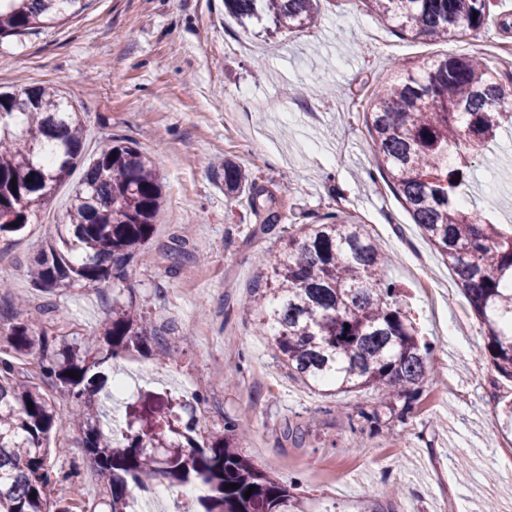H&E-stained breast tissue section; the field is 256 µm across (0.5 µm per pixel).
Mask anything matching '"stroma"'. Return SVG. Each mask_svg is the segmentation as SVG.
I'll list each match as a JSON object with an SVG mask.
<instances>
[{"label":"stroma","instance_id":"1","mask_svg":"<svg viewBox=\"0 0 512 512\" xmlns=\"http://www.w3.org/2000/svg\"><path fill=\"white\" fill-rule=\"evenodd\" d=\"M493 24L460 39L431 42L401 33L364 0H327L321 23L270 43L224 13V0H91L79 15L0 41V89L53 86L86 121V147L109 137L137 144L155 162L166 202L145 257L124 280L53 293L27 277L37 245L61 223L80 173L37 208L24 235L0 236V280L31 307L54 304L74 331L102 332L113 303L146 304L153 324L175 321L171 358L154 346L114 361L109 375L137 371L138 386L182 398L205 396L202 427L235 419L243 451L280 482L301 487L306 512H473L492 501L512 512V444L497 426L495 389L512 388L480 356L484 332L446 263L380 175L364 112L392 71L417 70L445 54L478 55L512 76V0H493ZM230 158L270 197L282 224L350 215L391 257L388 281L420 336L434 343L438 371L412 418L372 432L358 411L373 390L331 394L289 378L269 338L258 335L240 300L270 276L279 246L261 232L247 198L224 194L218 163ZM465 199L497 202L512 224V139L478 159ZM63 452L55 467L84 503L101 502L102 479L56 395ZM301 426L302 444L286 436Z\"/></svg>","mask_w":512,"mask_h":512}]
</instances>
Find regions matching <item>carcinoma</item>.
I'll use <instances>...</instances> for the list:
<instances>
[{
  "label": "carcinoma",
  "instance_id": "1",
  "mask_svg": "<svg viewBox=\"0 0 512 512\" xmlns=\"http://www.w3.org/2000/svg\"><path fill=\"white\" fill-rule=\"evenodd\" d=\"M368 2L400 32L434 42L485 27L490 10V0ZM85 6L86 0H0V39L49 27ZM224 12L243 26H261L267 39L314 26L323 15L321 0H224ZM511 103L512 84L484 59L447 55L417 72H392L372 90L365 119L379 171L446 260L482 326L481 357L512 383V227L462 198L472 160L512 128ZM84 155L83 115L59 89L0 91V233H22L33 208L83 168L62 223L28 268L37 291L123 278L140 260L161 210L164 179L135 143L111 138L92 160ZM250 183L242 168L224 161L225 191L240 195ZM281 232L270 279L244 302L257 333L271 338L288 377L338 393L370 388L379 398L361 417L381 427L388 413L407 420L437 372L430 345L384 277L388 255L364 225L339 213ZM18 308L0 281V512H70L49 498L52 487L69 480L54 468L49 448L57 419L51 391L58 388L71 397V422L106 480L109 512H126L131 490L156 480L208 487L183 512H304L287 485L242 453V432L231 420H224L223 434L198 440L199 419L191 414L185 443L158 455L153 449L166 447L174 405L141 390L126 407L124 441L101 432L92 403L103 383L99 368L140 350L149 336L165 351L174 322L149 329L143 311L121 305L112 309L104 337L80 338L53 307H40L37 322L19 319ZM230 483L236 487L226 488Z\"/></svg>",
  "mask_w": 512,
  "mask_h": 512
}]
</instances>
